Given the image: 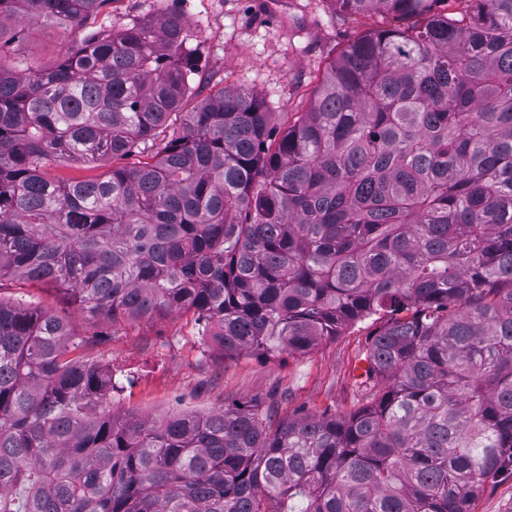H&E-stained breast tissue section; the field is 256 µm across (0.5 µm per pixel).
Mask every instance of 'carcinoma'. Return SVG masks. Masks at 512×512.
Masks as SVG:
<instances>
[{"label": "carcinoma", "instance_id": "1", "mask_svg": "<svg viewBox=\"0 0 512 512\" xmlns=\"http://www.w3.org/2000/svg\"><path fill=\"white\" fill-rule=\"evenodd\" d=\"M107 2L0 0V50L7 21ZM334 2L415 23L350 43L286 121L243 90L182 111L174 13L0 66V280L109 323L191 312L226 357L370 320L366 403L119 413L112 370L71 356L90 338L0 299V512H470L512 477V0ZM137 158L145 159V156L132 157L130 159H115L112 163V158L98 163H88L82 161H60L51 164L47 168L48 174L52 177L71 180V179H90L97 178L105 172L112 169L113 166H122L128 163L137 162Z\"/></svg>", "mask_w": 512, "mask_h": 512}]
</instances>
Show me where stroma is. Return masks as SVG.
Masks as SVG:
<instances>
[{"instance_id":"obj_1","label":"stroma","mask_w":512,"mask_h":512,"mask_svg":"<svg viewBox=\"0 0 512 512\" xmlns=\"http://www.w3.org/2000/svg\"><path fill=\"white\" fill-rule=\"evenodd\" d=\"M173 11L196 34L189 109L227 88L263 97L277 112L304 111L329 62L345 46L394 23L378 14L337 13L333 0H109L76 31L24 22L20 38L0 51V66L49 68L93 32H118ZM268 15L275 16V24H265ZM0 297L21 298L58 315L77 335L106 334L105 343L87 345L76 355L111 368L120 383L113 400L122 411L161 418L256 400L271 407L279 421L338 416L362 404L355 376L373 328L368 321L302 355L266 359L243 353L228 359L189 313L106 325L84 315L53 286L8 278L0 280Z\"/></svg>"}]
</instances>
